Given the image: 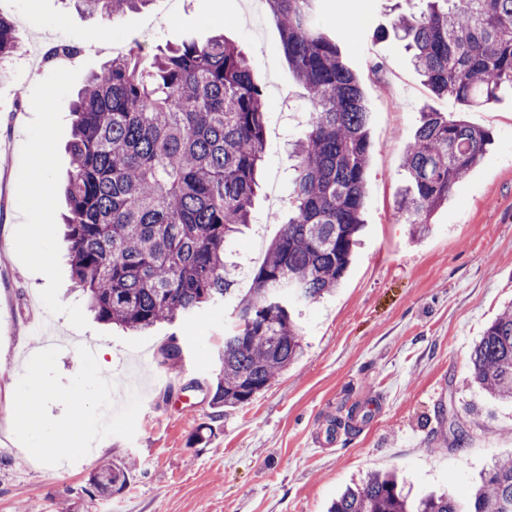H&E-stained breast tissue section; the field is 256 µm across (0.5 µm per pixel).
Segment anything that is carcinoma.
Wrapping results in <instances>:
<instances>
[{"label":"carcinoma","mask_w":512,"mask_h":512,"mask_svg":"<svg viewBox=\"0 0 512 512\" xmlns=\"http://www.w3.org/2000/svg\"><path fill=\"white\" fill-rule=\"evenodd\" d=\"M81 14L117 22L150 0H72ZM321 0H266L285 54L307 91L309 130L296 144L288 219L237 298L224 252L251 223L264 151L263 94L238 47L214 36L184 42L140 67L120 55L92 74L72 108L67 236L77 287L97 319L130 330L172 322L238 299L224 336L212 395L235 408L267 389L303 352L293 302L338 288L363 226L371 141L357 77L321 17ZM392 30L408 42L431 91L464 107L512 89V0H406ZM81 41L49 50L77 55ZM13 20L0 13V68L19 56ZM489 131L460 116L425 110L403 154L396 214L421 236L435 211L483 157ZM163 362L182 358L177 337ZM470 381L512 401V303L471 353ZM131 468L112 461L89 478L95 497L124 490ZM328 512H512V459L495 462L468 497L428 494L411 502L397 478L373 473L345 489Z\"/></svg>","instance_id":"carcinoma-1"}]
</instances>
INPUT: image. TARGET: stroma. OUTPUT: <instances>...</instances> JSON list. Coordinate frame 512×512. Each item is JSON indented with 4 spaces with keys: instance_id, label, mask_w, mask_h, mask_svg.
I'll return each instance as SVG.
<instances>
[{
    "instance_id": "1",
    "label": "stroma",
    "mask_w": 512,
    "mask_h": 512,
    "mask_svg": "<svg viewBox=\"0 0 512 512\" xmlns=\"http://www.w3.org/2000/svg\"><path fill=\"white\" fill-rule=\"evenodd\" d=\"M255 0H151L127 12L119 38L151 63L158 48L221 33L248 57L266 106L265 148L253 219L230 246L239 294L279 231L273 182L288 185L291 145L306 124V89L291 68L281 33L256 17ZM398 0H322L326 29L356 75L371 114L365 228L335 294L301 308L304 353L245 405L218 408L211 397L235 301L133 333L94 318L75 290L63 186L72 137L70 105L107 54L84 50L52 68L51 38L97 33V17L65 0H0L23 42L15 80L0 86V512H326L347 484L393 471L410 495L445 491L462 498L480 473L512 456V403L468 386L470 353L512 301V90L480 108L434 96L392 31ZM463 111L493 140L467 177L413 237L394 201L404 184V145L419 114ZM43 145V168L30 165ZM50 202L32 210L35 188ZM26 229L46 240L35 265L11 249ZM51 315L61 345L57 368H80L75 341L108 349V377L123 387L141 377L133 439L112 435L74 463L41 464L16 439L7 384L21 378ZM182 358L161 362L169 337ZM133 460L125 490L90 499L100 462Z\"/></svg>"
}]
</instances>
